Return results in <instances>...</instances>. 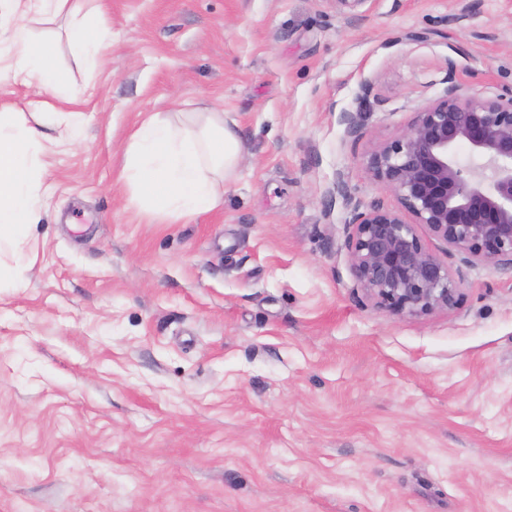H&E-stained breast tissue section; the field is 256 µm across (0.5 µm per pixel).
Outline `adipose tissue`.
I'll list each match as a JSON object with an SVG mask.
<instances>
[{
    "mask_svg": "<svg viewBox=\"0 0 512 512\" xmlns=\"http://www.w3.org/2000/svg\"><path fill=\"white\" fill-rule=\"evenodd\" d=\"M78 0H0V42L13 52L14 73L21 81H55V48L34 40L32 20L66 15L79 20ZM60 107L30 100L24 109L0 111V249L16 252L14 265H0V283L22 282L30 261L25 245L39 215L33 201L45 173L41 156L54 137L69 132L81 101L60 94ZM241 154L235 129L211 106H186L168 115L154 114L131 133L125 151V176L132 199L147 211L194 217L224 201V184Z\"/></svg>",
    "mask_w": 512,
    "mask_h": 512,
    "instance_id": "1",
    "label": "adipose tissue"
}]
</instances>
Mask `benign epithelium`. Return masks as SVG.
Returning a JSON list of instances; mask_svg holds the SVG:
<instances>
[{
	"instance_id": "7a95c632",
	"label": "benign epithelium",
	"mask_w": 512,
	"mask_h": 512,
	"mask_svg": "<svg viewBox=\"0 0 512 512\" xmlns=\"http://www.w3.org/2000/svg\"><path fill=\"white\" fill-rule=\"evenodd\" d=\"M469 148L463 166L457 149ZM367 167L398 207H352L347 246L355 287L382 309L420 315L455 307L461 282L417 232L424 226L467 263L512 265V95L455 85L399 137L377 143Z\"/></svg>"
}]
</instances>
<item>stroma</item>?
I'll return each mask as SVG.
<instances>
[{"mask_svg": "<svg viewBox=\"0 0 512 512\" xmlns=\"http://www.w3.org/2000/svg\"><path fill=\"white\" fill-rule=\"evenodd\" d=\"M101 6L93 69L66 20L30 24L59 45L45 100L88 102L0 286V512H512V267L428 240L460 301L395 315L346 247L347 196L397 205L375 144L448 84L512 90V0ZM201 99L241 142L224 204L147 214L129 135Z\"/></svg>", "mask_w": 512, "mask_h": 512, "instance_id": "35a3bbf8", "label": "stroma"}]
</instances>
